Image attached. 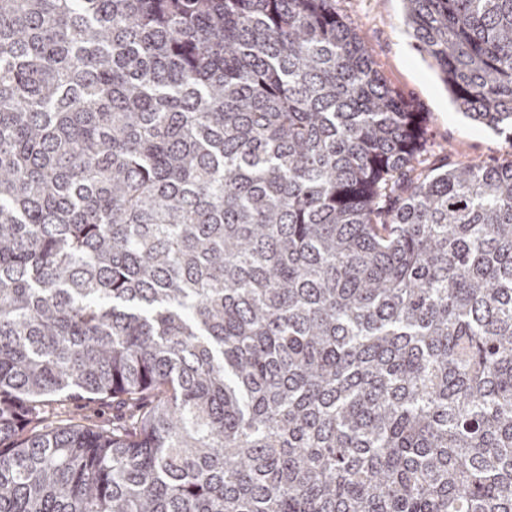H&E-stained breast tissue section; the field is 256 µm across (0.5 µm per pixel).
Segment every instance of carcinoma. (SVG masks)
<instances>
[{
    "instance_id": "obj_1",
    "label": "carcinoma",
    "mask_w": 512,
    "mask_h": 512,
    "mask_svg": "<svg viewBox=\"0 0 512 512\" xmlns=\"http://www.w3.org/2000/svg\"><path fill=\"white\" fill-rule=\"evenodd\" d=\"M402 2L512 141V0ZM423 150L335 0H0V512H512V161Z\"/></svg>"
}]
</instances>
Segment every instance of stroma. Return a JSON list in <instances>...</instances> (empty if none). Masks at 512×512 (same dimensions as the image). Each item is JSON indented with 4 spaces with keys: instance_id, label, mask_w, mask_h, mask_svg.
<instances>
[{
    "instance_id": "1",
    "label": "stroma",
    "mask_w": 512,
    "mask_h": 512,
    "mask_svg": "<svg viewBox=\"0 0 512 512\" xmlns=\"http://www.w3.org/2000/svg\"><path fill=\"white\" fill-rule=\"evenodd\" d=\"M337 12L367 43L375 68L391 90L423 116L432 166L468 160H512V141L458 111L403 19L402 0H336Z\"/></svg>"
}]
</instances>
